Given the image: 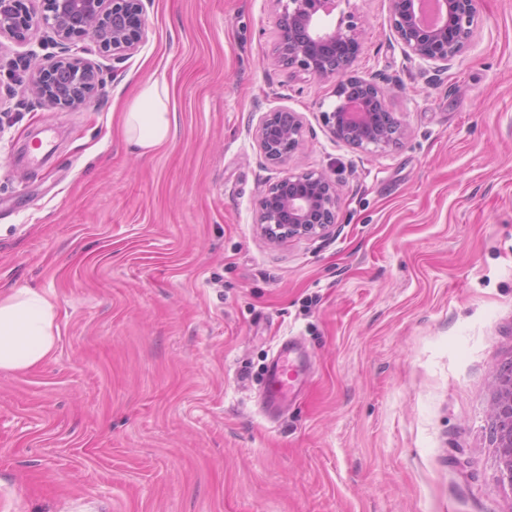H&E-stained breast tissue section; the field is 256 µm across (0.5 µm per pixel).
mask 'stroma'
Returning a JSON list of instances; mask_svg holds the SVG:
<instances>
[{
  "label": "stroma",
  "mask_w": 512,
  "mask_h": 512,
  "mask_svg": "<svg viewBox=\"0 0 512 512\" xmlns=\"http://www.w3.org/2000/svg\"><path fill=\"white\" fill-rule=\"evenodd\" d=\"M144 4L124 61L70 43L105 79L79 110L29 91L62 50L50 30L0 37V291L51 296L56 336L0 371V512H512L491 430L512 364V0H481L444 71L403 54L388 0H338L363 31L351 75L383 81L403 129L374 153L326 126L334 82L273 64L272 0ZM150 78L177 129L142 158L119 112ZM273 110L304 125L287 167L339 184L326 237L255 222L284 170L254 138ZM291 338L307 370L272 418ZM289 354V349L281 348L279 357L269 369L265 397L270 406H288L290 392L297 378V369Z\"/></svg>",
  "instance_id": "35a3bbf8"
}]
</instances>
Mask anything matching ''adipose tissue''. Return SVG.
<instances>
[{
  "label": "adipose tissue",
  "mask_w": 512,
  "mask_h": 512,
  "mask_svg": "<svg viewBox=\"0 0 512 512\" xmlns=\"http://www.w3.org/2000/svg\"><path fill=\"white\" fill-rule=\"evenodd\" d=\"M126 149L138 156L166 142L177 125L166 82L147 80L120 114ZM54 305L29 288L0 293V370L24 371L49 360L55 349Z\"/></svg>",
  "instance_id": "1"
}]
</instances>
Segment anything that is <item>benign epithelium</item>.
I'll return each mask as SVG.
<instances>
[{
  "instance_id": "benign-epithelium-1",
  "label": "benign epithelium",
  "mask_w": 512,
  "mask_h": 512,
  "mask_svg": "<svg viewBox=\"0 0 512 512\" xmlns=\"http://www.w3.org/2000/svg\"><path fill=\"white\" fill-rule=\"evenodd\" d=\"M35 15L22 0H0V37L27 39L36 25L62 42L89 37L103 52L122 61L146 39L143 0H43ZM279 10L274 61L335 83L336 101L324 119L337 139L364 150H383L402 135L401 124L386 108V89L374 79L349 75L348 49L359 42L357 23L332 24L336 0H273ZM425 0H388L391 30L406 57L446 69L471 44L478 0H432L435 16L423 17ZM103 74L83 57L71 55L37 65L30 84L44 105L74 110L87 106L103 88ZM302 121L298 113L266 112L255 138L271 165H284L297 150ZM336 179L323 170L287 171L257 202L256 223L272 237L314 238L336 223ZM501 480L512 488V368L495 377L491 404Z\"/></svg>"
}]
</instances>
